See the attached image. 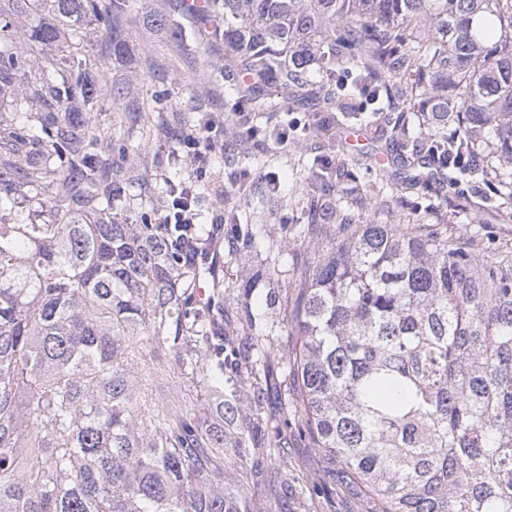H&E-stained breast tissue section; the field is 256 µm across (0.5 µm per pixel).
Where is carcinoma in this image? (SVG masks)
<instances>
[{
	"instance_id": "obj_1",
	"label": "carcinoma",
	"mask_w": 512,
	"mask_h": 512,
	"mask_svg": "<svg viewBox=\"0 0 512 512\" xmlns=\"http://www.w3.org/2000/svg\"><path fill=\"white\" fill-rule=\"evenodd\" d=\"M52 22L0 57L25 112L0 113V512H512V253L480 226L427 224L428 198L468 178L512 218V0H212L241 112L316 107L320 129L389 138L394 173L357 186L359 222L319 161L303 182L307 258L293 291L269 288L288 230L249 224L236 244L274 255L236 285L234 315L197 298L195 240L157 223L176 185L147 184L139 224L112 210L150 157L92 112L140 74L60 51L94 16L126 50L128 0H4ZM21 209H15L17 201ZM279 307L281 326L262 307ZM192 380L209 404L154 406L147 374ZM342 475H299L288 429Z\"/></svg>"
}]
</instances>
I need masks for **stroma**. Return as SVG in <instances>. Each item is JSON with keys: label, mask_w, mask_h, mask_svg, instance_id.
<instances>
[{"label": "stroma", "mask_w": 512, "mask_h": 512, "mask_svg": "<svg viewBox=\"0 0 512 512\" xmlns=\"http://www.w3.org/2000/svg\"><path fill=\"white\" fill-rule=\"evenodd\" d=\"M122 26L127 36L124 56L113 57L107 35L94 23L86 25L87 36L79 49L91 60H104L114 76L143 74L146 89L116 102L102 99L94 110L106 115L109 124L132 129L129 143L151 157L150 181L154 184L188 181L192 166L179 144L183 129L171 128L160 138L139 136V129L175 112L185 113L194 124L203 118L214 122L211 137L216 148L205 179L196 184L201 197L200 222L209 228L212 238L199 250L198 257L218 262L220 291L231 295L232 284L241 275L260 268L263 258L233 248L227 238L229 225L217 223L216 218L235 214L252 224L305 223L306 215L298 203L301 184L296 175L302 159L293 144H278L274 135L288 125L310 123L312 114L305 107L297 112L278 111L275 96H268L265 107L249 115L251 132L246 139L257 149L254 154L244 155L224 138L225 125L238 123L239 115L224 82V40L216 34L211 18L187 11L183 0H131ZM198 81L209 85L207 97L191 95L190 87ZM337 136L343 139L344 152H323V145ZM382 147L370 129L354 128L340 135L331 129L314 135L308 143V154L322 156L331 169L347 164L360 182L371 184L377 178L375 156ZM269 173L275 174L280 183L274 194L263 182ZM431 190L448 199L447 208L435 216L437 222L457 234L469 225H483L486 247L512 249V221L484 207L479 188L465 184L450 188L437 183Z\"/></svg>", "instance_id": "obj_1"}]
</instances>
